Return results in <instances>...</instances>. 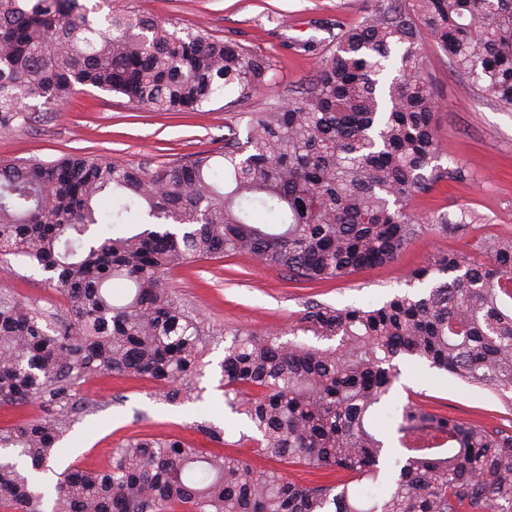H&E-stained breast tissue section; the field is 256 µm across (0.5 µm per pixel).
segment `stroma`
<instances>
[{"mask_svg":"<svg viewBox=\"0 0 512 512\" xmlns=\"http://www.w3.org/2000/svg\"><path fill=\"white\" fill-rule=\"evenodd\" d=\"M377 5L378 0H112L113 9L148 15L167 27L202 29L212 38L233 40L267 55L274 64L271 85L239 101L226 97L210 111L195 113L152 112L123 95L81 86L58 110L35 113L24 128L0 132V161L50 162L80 153L155 171L202 150H223L228 130L246 135L250 113L301 97L318 55L293 50V42L313 40L318 54L331 53L340 29L361 22ZM422 45L437 102V165L459 168L460 173L409 198L407 208L420 230L397 260L344 278L308 283L293 281L286 269L261 265L247 255L176 268L167 287L214 331L207 339L195 389L189 398L170 403L152 384L131 376L105 372L81 381L77 393L86 408L59 444L51 463L55 472L110 468L113 448L128 437L149 435L237 455L255 470L276 469L296 482L324 477L351 481L346 471L324 476L300 464L265 458L249 441L232 447L212 443L195 426L205 421L241 423L224 404L221 363L226 336L238 331L264 336L288 328L315 303L342 308L423 293L428 283L409 282L407 274L434 254H472L484 227L512 238V105L483 96L431 37H423ZM442 213L453 220L473 214L478 221L444 232L431 224L433 216ZM0 291L49 313H63L66 306L46 273L13 255L0 260ZM400 370L397 403L413 400L430 411L512 434V408L493 390L458 382L413 361L402 362Z\"/></svg>","mask_w":512,"mask_h":512,"instance_id":"stroma-1","label":"stroma"}]
</instances>
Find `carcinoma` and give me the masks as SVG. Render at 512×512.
Masks as SVG:
<instances>
[{
    "label": "carcinoma",
    "instance_id": "cac0c4a2",
    "mask_svg": "<svg viewBox=\"0 0 512 512\" xmlns=\"http://www.w3.org/2000/svg\"><path fill=\"white\" fill-rule=\"evenodd\" d=\"M81 0H0V129L57 108L76 85L155 112H197L273 80L262 53L202 31L184 35L124 10L95 16ZM430 34L479 90L512 105V0H413L380 6L336 35L298 100L254 112L246 142L148 171L82 155L0 164V254L23 257L67 301L61 320L0 296V406L73 402L104 372L151 382L169 402L191 388L204 326L167 288L190 261L247 254L304 281L395 261L417 234L406 199L446 177L421 42ZM120 201L110 223L96 204ZM98 233L87 236L90 226ZM470 258L442 253L411 273L445 279L381 305L315 303L290 329L234 334L224 346V404L263 455L357 480L391 474L376 500L359 486L300 485L180 439L132 437L112 469L58 474L51 512H512V435L409 401L390 403L398 360L427 362L468 384L512 392V240L485 237ZM122 281L133 292L118 299ZM330 342L315 346L298 333ZM66 419L0 427L37 471ZM226 443L229 428L197 425ZM44 493L0 460V512H41Z\"/></svg>",
    "mask_w": 512,
    "mask_h": 512
}]
</instances>
